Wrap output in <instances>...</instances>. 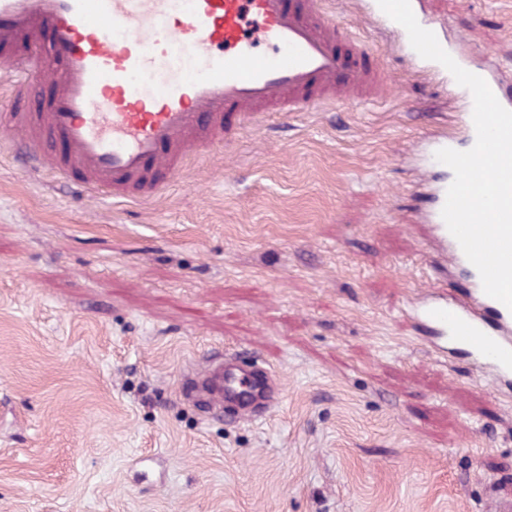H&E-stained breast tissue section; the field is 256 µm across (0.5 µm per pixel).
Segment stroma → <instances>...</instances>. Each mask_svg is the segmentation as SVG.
I'll return each instance as SVG.
<instances>
[{"label": "stroma", "mask_w": 512, "mask_h": 512, "mask_svg": "<svg viewBox=\"0 0 512 512\" xmlns=\"http://www.w3.org/2000/svg\"><path fill=\"white\" fill-rule=\"evenodd\" d=\"M512 73V0H425ZM386 98L272 115L151 202L79 196L0 152V512H492L512 396L417 337L426 131L465 108L357 8ZM236 352L283 395L255 421L183 402Z\"/></svg>", "instance_id": "stroma-1"}]
</instances>
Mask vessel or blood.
<instances>
[{
    "label": "vessel or blood",
    "mask_w": 512,
    "mask_h": 512,
    "mask_svg": "<svg viewBox=\"0 0 512 512\" xmlns=\"http://www.w3.org/2000/svg\"><path fill=\"white\" fill-rule=\"evenodd\" d=\"M440 44L512 110V79ZM0 75L12 78L6 139L20 169L57 174L78 194L147 201L260 117L383 97L387 62L324 0H0ZM421 180L419 216L467 284L427 287L406 312L424 342L465 353L511 391L512 310L484 293L442 219L449 180L426 169ZM187 379L208 390L216 418L262 417L282 395L272 373L229 353Z\"/></svg>",
    "instance_id": "1"
}]
</instances>
